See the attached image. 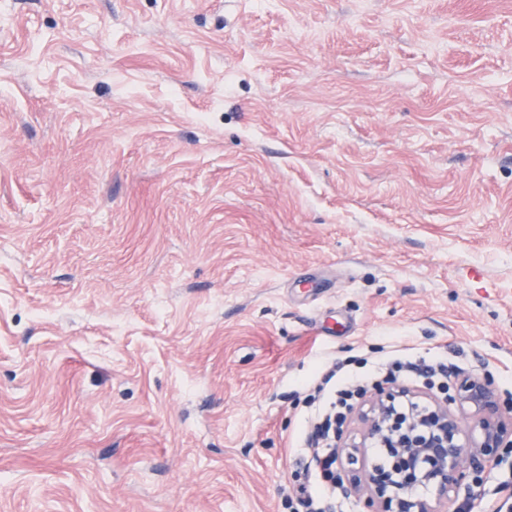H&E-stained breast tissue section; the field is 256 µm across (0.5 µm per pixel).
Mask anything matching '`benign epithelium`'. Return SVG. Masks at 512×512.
<instances>
[{"label": "benign epithelium", "mask_w": 512, "mask_h": 512, "mask_svg": "<svg viewBox=\"0 0 512 512\" xmlns=\"http://www.w3.org/2000/svg\"><path fill=\"white\" fill-rule=\"evenodd\" d=\"M405 389L402 383L376 385L352 413L338 442L348 492L364 499L368 512H448L464 486L478 497L476 476L512 447V403L486 377L459 371L450 378L447 396H427L431 426L421 434L390 413ZM387 439L406 482L425 479L432 484L430 496L395 491L389 475L368 464L369 444Z\"/></svg>", "instance_id": "1"}]
</instances>
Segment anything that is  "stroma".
Masks as SVG:
<instances>
[{
    "label": "stroma",
    "mask_w": 512,
    "mask_h": 512,
    "mask_svg": "<svg viewBox=\"0 0 512 512\" xmlns=\"http://www.w3.org/2000/svg\"><path fill=\"white\" fill-rule=\"evenodd\" d=\"M405 346L512 398V0H0V512H288Z\"/></svg>",
    "instance_id": "stroma-1"
}]
</instances>
